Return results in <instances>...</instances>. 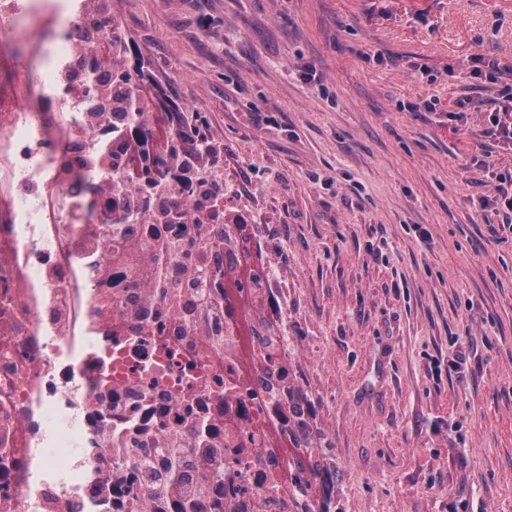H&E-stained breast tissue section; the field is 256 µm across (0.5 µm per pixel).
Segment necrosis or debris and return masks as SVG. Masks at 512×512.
Segmentation results:
<instances>
[{
    "label": "necrosis or debris",
    "instance_id": "4bbe7bcc",
    "mask_svg": "<svg viewBox=\"0 0 512 512\" xmlns=\"http://www.w3.org/2000/svg\"><path fill=\"white\" fill-rule=\"evenodd\" d=\"M128 43L115 10L61 11L0 96V512H167L134 451L175 444L202 484L223 468L224 512H320L288 475L276 269L240 277L253 236L126 177L134 128L106 99Z\"/></svg>",
    "mask_w": 512,
    "mask_h": 512
}]
</instances>
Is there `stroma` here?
Masks as SVG:
<instances>
[{
  "mask_svg": "<svg viewBox=\"0 0 512 512\" xmlns=\"http://www.w3.org/2000/svg\"><path fill=\"white\" fill-rule=\"evenodd\" d=\"M113 2L280 274L332 512H512V240L478 208L512 152L482 134L500 85L470 75L512 63V0ZM471 75L474 79H483L498 84L502 81L505 68L494 59H488L482 54L473 55L470 60Z\"/></svg>",
  "mask_w": 512,
  "mask_h": 512,
  "instance_id": "1",
  "label": "stroma"
}]
</instances>
